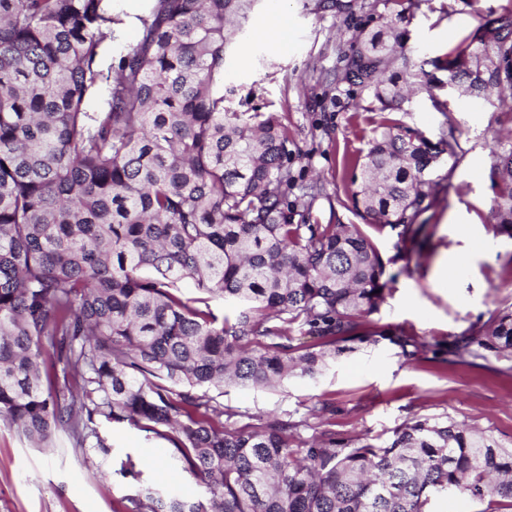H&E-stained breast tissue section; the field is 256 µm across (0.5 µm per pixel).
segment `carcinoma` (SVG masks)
Segmentation results:
<instances>
[{
	"label": "carcinoma",
	"instance_id": "1",
	"mask_svg": "<svg viewBox=\"0 0 512 512\" xmlns=\"http://www.w3.org/2000/svg\"><path fill=\"white\" fill-rule=\"evenodd\" d=\"M253 0H157L117 71L97 65L112 0H0V419L52 448L64 433L107 455L97 422L176 433L174 459L207 502L142 488L126 512H430L431 496L512 503V448L420 417L386 448L303 421L224 424L211 388L314 377L365 340L383 259L356 224H312L279 117L224 107V54ZM336 81L380 103L353 192L362 220L416 238L426 174L455 144L392 116L422 70L390 72L393 19L365 15ZM435 66L479 97L512 94V11L486 18ZM105 105L86 112L87 93ZM492 212L512 237V148L494 152ZM194 281L185 298L179 283ZM233 308L218 317L211 303ZM315 340L297 342L294 330ZM403 356L512 357V307L447 345L402 331ZM63 364V386L51 370Z\"/></svg>",
	"mask_w": 512,
	"mask_h": 512
}]
</instances>
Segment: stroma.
Returning <instances> with one entry per match:
<instances>
[{
  "label": "stroma",
  "instance_id": "1",
  "mask_svg": "<svg viewBox=\"0 0 512 512\" xmlns=\"http://www.w3.org/2000/svg\"><path fill=\"white\" fill-rule=\"evenodd\" d=\"M154 0H113L117 38L101 62H117L142 33L141 17ZM268 0H257L240 23L224 60L226 105L235 112H273L287 125L290 171L297 184L322 185L312 222L354 224L351 195L355 158L366 154L379 119L368 96L336 83L349 52L353 21L323 12L317 0H283V43L263 38ZM512 10V0H408L398 27L405 33L401 62L419 69L444 57L489 14ZM432 93L413 94L404 120L431 141L454 135L455 157H442L429 179L437 196L417 239L385 227L369 228L385 264V297L363 320L369 339L322 374L296 375L278 388L225 386L210 390L217 404L243 425L268 412L309 423L303 437L330 429L377 448L417 417H448L512 447V359L489 356L451 364L433 353L406 359L382 337L392 328L431 343H445L480 327L495 310L512 305V238L496 234L488 178L492 137L512 140V99L474 97L448 87L434 70ZM447 101L438 112L432 98ZM334 408L330 419L312 416L315 403ZM109 455L93 448H40L0 420V512H124L128 498L149 486L188 499L203 487L172 462L173 444L136 428L101 423ZM144 462L140 480L119 472L125 457Z\"/></svg>",
  "mask_w": 512,
  "mask_h": 512
}]
</instances>
